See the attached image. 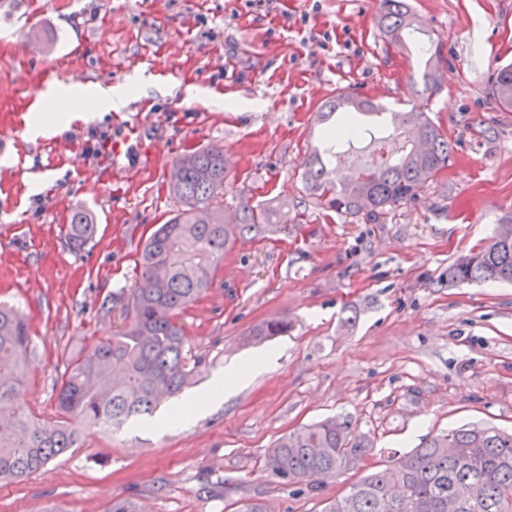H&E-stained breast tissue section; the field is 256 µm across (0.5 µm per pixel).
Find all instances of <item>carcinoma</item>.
Returning a JSON list of instances; mask_svg holds the SVG:
<instances>
[{
    "label": "carcinoma",
    "instance_id": "obj_1",
    "mask_svg": "<svg viewBox=\"0 0 512 512\" xmlns=\"http://www.w3.org/2000/svg\"><path fill=\"white\" fill-rule=\"evenodd\" d=\"M379 24L393 46L407 48V37L415 31L407 0H382ZM418 51L426 57L422 93L432 94L438 88L434 72L443 59L442 41L429 37ZM490 92L499 106L512 109V65L491 76ZM380 110L377 103L344 92L317 113L329 128L321 137L323 149L310 154L305 181L325 211L362 212L375 221L414 199L421 184L448 167L451 145L440 127L423 112H396L394 121L406 127L411 149L395 162L348 182L336 181L324 156L334 154L344 140L367 133L354 114ZM176 166L180 176L170 189L183 208L151 233L138 255L129 322L73 359L57 382L56 423L34 420L16 404L28 384L35 344L26 318L0 304V482L21 480L77 447L75 423L119 430L153 417L161 400L180 393L191 378L180 314L208 290L224 254L239 239L265 234L278 224L274 211L246 202L231 223L224 222V150L186 153ZM95 231L90 215L77 210L66 240L84 248ZM448 280L512 283V236L497 234L459 259L448 268ZM287 331L288 321L268 320L253 336L263 340ZM276 448L265 470L283 484H296L310 472L336 478L350 459L364 458L370 444L352 434L349 421L331 418L283 435ZM322 512H512V433L465 427L436 435L327 500Z\"/></svg>",
    "mask_w": 512,
    "mask_h": 512
}]
</instances>
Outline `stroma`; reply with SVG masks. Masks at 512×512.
<instances>
[{
  "label": "stroma",
  "instance_id": "35a3bbf8",
  "mask_svg": "<svg viewBox=\"0 0 512 512\" xmlns=\"http://www.w3.org/2000/svg\"><path fill=\"white\" fill-rule=\"evenodd\" d=\"M442 38L446 80L415 94L423 62L391 47L380 0H0V302L28 318L36 342L19 404L55 418V386L71 356L125 322L137 254L180 209L168 166L223 149L224 205H287L285 229L239 240L202 297L181 316L192 383L154 421L113 434L81 430L78 447L23 480L0 483V512H322L361 473L463 426L512 430V284L448 282V267L512 224V110L489 79L512 63V0H408ZM78 80L140 85L118 111L30 137L41 94ZM336 87L391 108L419 109L447 134L446 169L415 199L373 222L326 214L307 188L311 129ZM374 135L343 144L340 174L392 156L404 137L381 117ZM131 136L135 150L113 158ZM89 212L92 245L70 248L74 210ZM287 319L260 342L251 330ZM273 354L213 407V379ZM183 408L181 423L167 414ZM351 420L373 449L361 468L295 485L265 472L285 433Z\"/></svg>",
  "mask_w": 512,
  "mask_h": 512
}]
</instances>
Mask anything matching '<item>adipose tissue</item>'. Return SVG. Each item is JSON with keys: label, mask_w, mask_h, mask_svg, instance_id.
Segmentation results:
<instances>
[{"label": "adipose tissue", "mask_w": 512, "mask_h": 512, "mask_svg": "<svg viewBox=\"0 0 512 512\" xmlns=\"http://www.w3.org/2000/svg\"><path fill=\"white\" fill-rule=\"evenodd\" d=\"M91 99L95 100L98 111L109 112L122 105L124 96L101 87L89 93L74 86L50 87L43 95L41 111L35 112L32 117L29 133L35 136L60 133L73 120L81 118Z\"/></svg>", "instance_id": "obj_1"}]
</instances>
